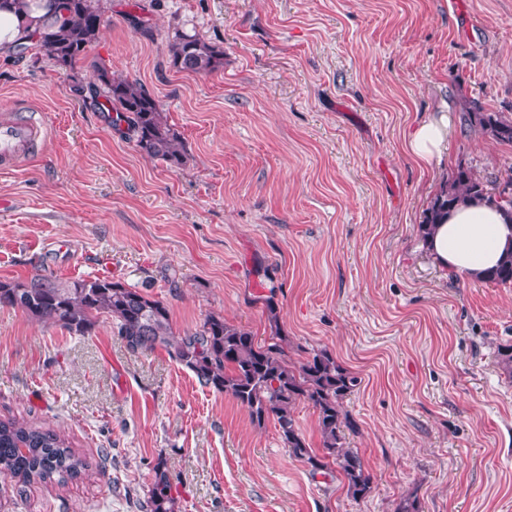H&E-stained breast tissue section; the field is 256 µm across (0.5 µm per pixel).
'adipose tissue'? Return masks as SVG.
Instances as JSON below:
<instances>
[{
	"mask_svg": "<svg viewBox=\"0 0 512 512\" xmlns=\"http://www.w3.org/2000/svg\"><path fill=\"white\" fill-rule=\"evenodd\" d=\"M450 134V119L442 113L416 123L405 139V149L429 165L446 152ZM426 248L431 261L446 273L481 280L512 250V215L485 202L460 204L434 225Z\"/></svg>",
	"mask_w": 512,
	"mask_h": 512,
	"instance_id": "ef3b65f1",
	"label": "adipose tissue"
}]
</instances>
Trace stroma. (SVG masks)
Returning <instances> with one entry per match:
<instances>
[{
    "label": "stroma",
    "instance_id": "35a3bbf8",
    "mask_svg": "<svg viewBox=\"0 0 512 512\" xmlns=\"http://www.w3.org/2000/svg\"><path fill=\"white\" fill-rule=\"evenodd\" d=\"M81 68L138 81L188 155L175 167L70 91L37 50L0 57V113L48 128L0 173V281L107 275L161 301L175 334L214 314L268 338L274 295L289 356L330 352L360 384L344 401L372 492L311 474L278 426L254 425L164 348L134 354L0 308V419L63 434L91 464L65 485L0 473V512H142L157 464L179 512H512V284L447 276L418 226L457 164L489 174L512 146L464 129L466 107L512 113V0H103ZM148 19L151 30L133 26ZM224 67L169 63L179 34ZM448 110L440 163L407 128ZM68 245L67 255L54 252Z\"/></svg>",
    "mask_w": 512,
    "mask_h": 512
}]
</instances>
